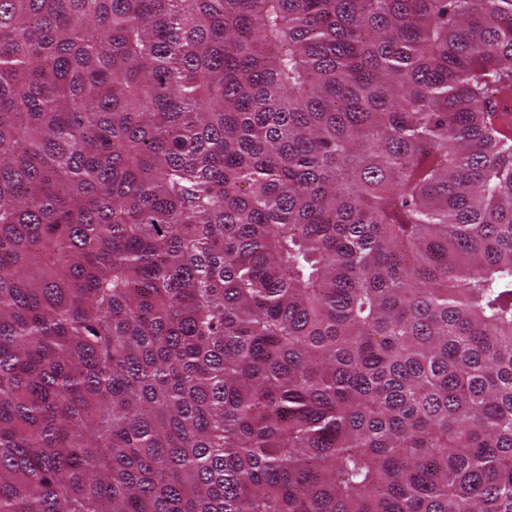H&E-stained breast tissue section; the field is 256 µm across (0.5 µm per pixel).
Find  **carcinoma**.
I'll return each mask as SVG.
<instances>
[{"instance_id":"cac0c4a2","label":"carcinoma","mask_w":512,"mask_h":512,"mask_svg":"<svg viewBox=\"0 0 512 512\" xmlns=\"http://www.w3.org/2000/svg\"><path fill=\"white\" fill-rule=\"evenodd\" d=\"M512 0H0V512H512Z\"/></svg>"}]
</instances>
